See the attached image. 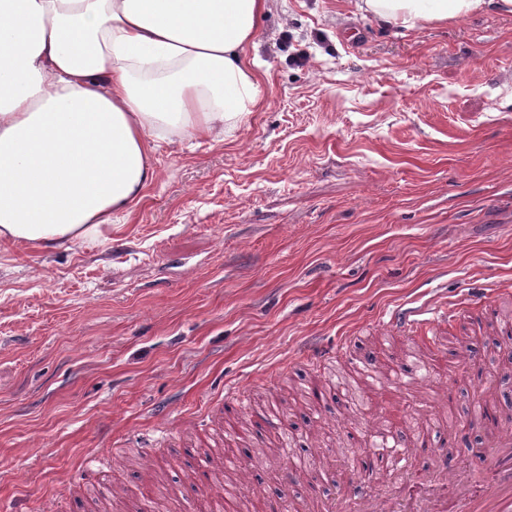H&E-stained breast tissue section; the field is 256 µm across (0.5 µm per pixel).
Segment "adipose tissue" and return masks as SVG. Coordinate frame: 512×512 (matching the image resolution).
<instances>
[{
  "label": "adipose tissue",
  "mask_w": 512,
  "mask_h": 512,
  "mask_svg": "<svg viewBox=\"0 0 512 512\" xmlns=\"http://www.w3.org/2000/svg\"><path fill=\"white\" fill-rule=\"evenodd\" d=\"M415 31L512 0H363ZM272 0H0V247L107 238L157 179L161 143H215L263 102Z\"/></svg>",
  "instance_id": "adipose-tissue-1"
}]
</instances>
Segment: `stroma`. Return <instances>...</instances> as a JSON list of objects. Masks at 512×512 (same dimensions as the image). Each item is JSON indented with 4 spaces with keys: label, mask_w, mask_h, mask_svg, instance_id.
I'll use <instances>...</instances> for the list:
<instances>
[{
    "label": "stroma",
    "mask_w": 512,
    "mask_h": 512,
    "mask_svg": "<svg viewBox=\"0 0 512 512\" xmlns=\"http://www.w3.org/2000/svg\"><path fill=\"white\" fill-rule=\"evenodd\" d=\"M359 0H276L255 36L264 101L224 142L155 154L159 177L110 238L0 253V512H202L193 468L224 445L240 504L324 512L364 476L361 411L403 439L432 427L468 485L489 480L470 405L512 369V18L383 30ZM497 289L482 320L474 288ZM456 306L433 347L387 334L401 306ZM342 345L314 365L300 348ZM414 389L345 387L350 354L407 365ZM292 393V451L225 434Z\"/></svg>",
    "instance_id": "35a3bbf8"
}]
</instances>
